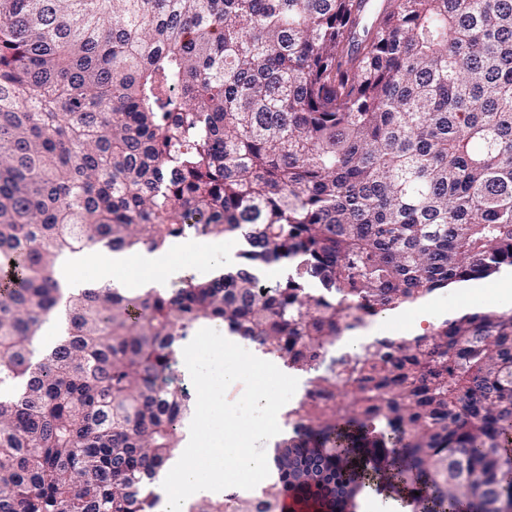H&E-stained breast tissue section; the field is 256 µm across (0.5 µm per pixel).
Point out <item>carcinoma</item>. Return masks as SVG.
<instances>
[{"label": "carcinoma", "instance_id": "obj_1", "mask_svg": "<svg viewBox=\"0 0 512 512\" xmlns=\"http://www.w3.org/2000/svg\"><path fill=\"white\" fill-rule=\"evenodd\" d=\"M188 235L248 243L170 290L57 277ZM503 266L512 0H0V512H155L213 321L309 378L275 476L186 512H346L378 472L343 464L350 427L403 449L422 512H512V313L329 350L344 304Z\"/></svg>", "mask_w": 512, "mask_h": 512}]
</instances>
